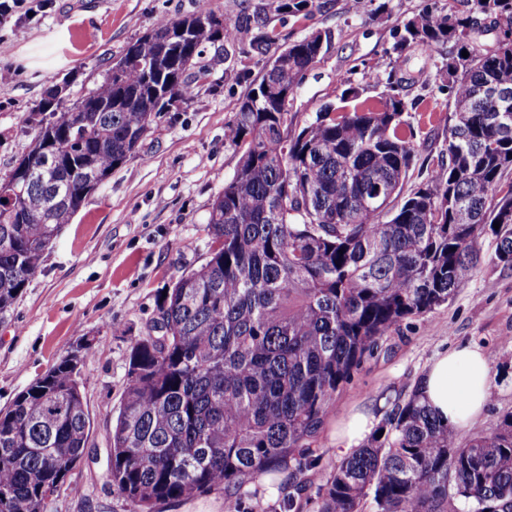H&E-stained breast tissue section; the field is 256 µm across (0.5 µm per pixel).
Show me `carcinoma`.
Wrapping results in <instances>:
<instances>
[{"mask_svg": "<svg viewBox=\"0 0 512 512\" xmlns=\"http://www.w3.org/2000/svg\"><path fill=\"white\" fill-rule=\"evenodd\" d=\"M433 3L393 34L395 65L412 46L456 48L443 65L451 112L441 160L410 190L419 153L399 81L378 104L290 112L304 72L331 40L279 43L274 12L308 17L314 0H271L216 28L200 11L128 46L73 107L46 95L31 149L44 178L0 183V318L22 296L62 225L136 152L150 125L209 71L207 48L250 36L267 63L229 120L239 153L214 199L206 261L167 289L162 322L132 347L109 434V480L132 512L224 490L244 512L264 478L314 483L305 449L336 394L405 320L447 303L481 261L512 268V0ZM490 17L496 42L475 29ZM469 53L462 56V51ZM500 222L494 228V222ZM89 419L64 357L0 410V512H48L49 491L85 452ZM512 512V412L463 441L422 402L397 398L366 442L317 487L316 512Z\"/></svg>", "mask_w": 512, "mask_h": 512, "instance_id": "obj_1", "label": "carcinoma"}]
</instances>
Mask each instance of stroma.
I'll use <instances>...</instances> for the list:
<instances>
[{
  "mask_svg": "<svg viewBox=\"0 0 512 512\" xmlns=\"http://www.w3.org/2000/svg\"><path fill=\"white\" fill-rule=\"evenodd\" d=\"M258 0H8L0 17V67L15 72L0 85V179L25 154L37 132L39 103L52 85L69 80L62 93L70 108L103 80L109 65L161 21L202 10L237 16ZM428 0H316L310 18L273 19L282 41L316 30L331 42L305 72L291 109L305 119L322 106H341L357 88L376 103L381 89L372 74L402 78L408 120L427 140L419 149L424 166L440 159L448 97L441 91L443 56L412 47L393 68L392 37L398 21L421 11ZM210 72L193 97L163 113L137 152L115 169L63 225L45 252L22 298L0 320V409L43 375L86 336L97 342L83 365V395L90 417L84 460L50 512H130L108 478V434L123 398L132 343L148 331L157 298L208 252L211 204L236 170L239 155L224 131L250 82L264 64L241 46L228 55L206 49ZM247 68L249 83L225 79L226 64ZM466 345L483 348L496 398L460 438L493 433L512 410V269L482 262L448 303L405 321L382 341L337 394L333 410L312 446L319 475L341 455L331 436L353 408L384 411L407 395L442 352Z\"/></svg>",
  "mask_w": 512,
  "mask_h": 512,
  "instance_id": "1",
  "label": "stroma"
}]
</instances>
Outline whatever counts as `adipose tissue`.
<instances>
[{"mask_svg": "<svg viewBox=\"0 0 512 512\" xmlns=\"http://www.w3.org/2000/svg\"><path fill=\"white\" fill-rule=\"evenodd\" d=\"M423 402L449 427L471 425L484 408L492 387L490 365L474 346L443 353L419 382Z\"/></svg>", "mask_w": 512, "mask_h": 512, "instance_id": "ef3b65f1", "label": "adipose tissue"}]
</instances>
